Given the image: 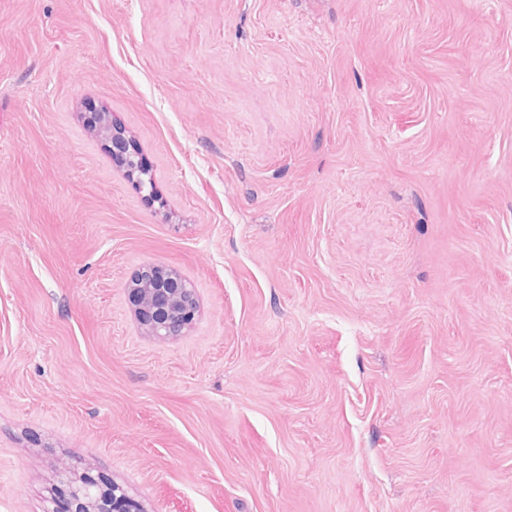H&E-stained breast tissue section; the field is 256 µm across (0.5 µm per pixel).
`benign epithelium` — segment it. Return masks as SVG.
Masks as SVG:
<instances>
[{
  "label": "benign epithelium",
  "mask_w": 512,
  "mask_h": 512,
  "mask_svg": "<svg viewBox=\"0 0 512 512\" xmlns=\"http://www.w3.org/2000/svg\"><path fill=\"white\" fill-rule=\"evenodd\" d=\"M88 123L106 142L112 160L125 169L139 193L152 197V174L143 166L126 130L112 124L106 112L89 113ZM128 290L142 330L159 341L184 335L199 312L195 289L177 270L163 264L143 266L131 280ZM71 505L74 509L70 512H143L140 504L120 486L114 485L112 491L105 492L93 482L73 488Z\"/></svg>",
  "instance_id": "1"
}]
</instances>
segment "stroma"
I'll return each mask as SVG.
<instances>
[{"mask_svg": "<svg viewBox=\"0 0 512 512\" xmlns=\"http://www.w3.org/2000/svg\"><path fill=\"white\" fill-rule=\"evenodd\" d=\"M149 263L197 292L178 339ZM80 480L512 512V0H0V512ZM88 123L91 125V130L106 142L112 154V160L125 169L139 193L147 199L152 198L154 186L152 174L146 166H143L126 130L112 124L107 112H90ZM127 288L142 330L158 341L183 336L199 312L195 289L169 266H143Z\"/></svg>", "mask_w": 512, "mask_h": 512, "instance_id": "35a3bbf8", "label": "stroma"}]
</instances>
